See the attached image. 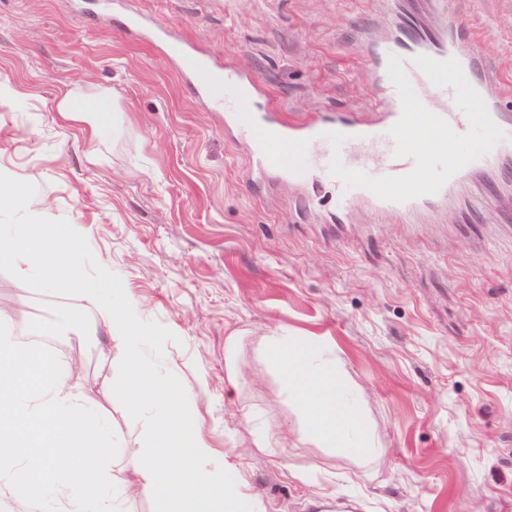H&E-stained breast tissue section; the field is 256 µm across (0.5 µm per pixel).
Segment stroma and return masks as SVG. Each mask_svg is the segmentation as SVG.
Wrapping results in <instances>:
<instances>
[{
    "mask_svg": "<svg viewBox=\"0 0 512 512\" xmlns=\"http://www.w3.org/2000/svg\"><path fill=\"white\" fill-rule=\"evenodd\" d=\"M452 3L512 83V0ZM131 14L255 75V111L287 120L363 115L375 89L360 34L385 33L386 18L375 0H0V82L14 89L0 102V173L36 185L29 213L67 219L141 317L175 334L163 365L212 458L241 473L256 512H512V160L473 173L440 211L336 220L332 184L248 182L238 134L167 53L124 30ZM71 89L106 101L101 129L54 111ZM51 304L82 301L0 272L16 333ZM288 335L336 353L376 462L298 437L263 353ZM47 345L112 416L114 484L134 482L143 426L112 400L120 354L106 327ZM266 423L287 432L270 455L251 444Z\"/></svg>",
    "mask_w": 512,
    "mask_h": 512,
    "instance_id": "1",
    "label": "stroma"
}]
</instances>
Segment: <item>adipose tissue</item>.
Wrapping results in <instances>:
<instances>
[{"instance_id": "1", "label": "adipose tissue", "mask_w": 512, "mask_h": 512, "mask_svg": "<svg viewBox=\"0 0 512 512\" xmlns=\"http://www.w3.org/2000/svg\"><path fill=\"white\" fill-rule=\"evenodd\" d=\"M325 349V343L314 339L272 336L264 353L302 419L301 436L364 461H375L378 442L357 393L342 368L326 357Z\"/></svg>"}]
</instances>
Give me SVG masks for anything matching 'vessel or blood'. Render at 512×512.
Here are the masks:
<instances>
[{
  "label": "vessel or blood",
  "mask_w": 512,
  "mask_h": 512,
  "mask_svg": "<svg viewBox=\"0 0 512 512\" xmlns=\"http://www.w3.org/2000/svg\"><path fill=\"white\" fill-rule=\"evenodd\" d=\"M438 24L432 29L415 26L412 19L400 17L398 0H385V14L394 34L367 58V67L379 92L370 106L377 112L374 120H335L309 118L283 121L273 112L251 111L252 101L261 92L259 79L239 72L179 42H172L169 53L178 71L189 81L196 93L215 105L224 114V124L236 130L248 147L249 178L275 174L292 184L309 179L311 173L328 174L333 157L327 133L345 134L340 155L343 165L373 177L402 176L410 172L414 161L395 156V143L388 129L397 121L401 104L394 85L388 78L386 66L389 55L402 58L410 82L423 104L431 105L459 134L466 133L469 122L457 107L453 88L435 87L414 64L418 55L439 60L456 59L469 83L484 98L493 121L507 138L488 154L467 165V172L488 167L501 158L512 146V90L504 88L494 78L480 56L470 49V31L466 22L454 11L450 0H429ZM364 204L381 212L407 213L420 207V200L404 204L379 199L363 187L336 188V209L350 210Z\"/></svg>",
  "instance_id": "b4317fda"
}]
</instances>
